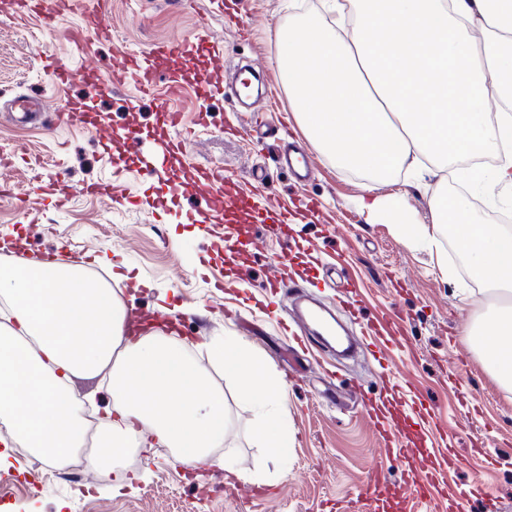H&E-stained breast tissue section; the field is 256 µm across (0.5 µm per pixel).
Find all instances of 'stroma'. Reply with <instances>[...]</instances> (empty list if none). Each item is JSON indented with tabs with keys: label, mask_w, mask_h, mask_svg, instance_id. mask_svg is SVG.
<instances>
[{
	"label": "stroma",
	"mask_w": 512,
	"mask_h": 512,
	"mask_svg": "<svg viewBox=\"0 0 512 512\" xmlns=\"http://www.w3.org/2000/svg\"><path fill=\"white\" fill-rule=\"evenodd\" d=\"M96 2L62 10L47 29L18 0H0V150L12 161L1 173L8 191L0 194V244L22 239L29 257L61 246L88 254L92 276L109 279L128 307L179 313V340L224 392L230 464L222 468L209 458L190 470L159 445L141 453L138 465L113 468L111 480L84 495L15 444L0 466V512H363L380 449L354 393L386 401L397 385L411 392L442 432L408 428V453L386 467L389 485L406 486L433 471L444 449L457 464L433 502L396 492L376 503L374 512H512V389L483 364L466 334L487 305L482 285L467 271L455 275L438 263V256L452 254L448 239L440 240L437 256L408 248L390 225L369 220L355 204L367 193L403 192L415 222L433 223L429 193L447 186L451 170L436 163L424 190L405 168L387 181L340 170L290 109L288 86L275 65L276 35L293 9L314 13L321 0H112L104 17L111 41L76 45L70 35L84 30V15ZM193 34L212 37L223 68L212 70L192 56L173 59L151 97L137 98L130 84L105 94L79 77L61 90L44 69L48 52L57 66L102 71L112 67L117 52L144 57L157 43ZM256 59L265 66L261 119L273 131L261 146L248 128L235 127L232 113L243 104L239 78ZM203 73L212 87L205 98L195 85ZM170 78L183 86L176 105L187 127L205 121L199 143L188 146L182 174L202 168L230 183L268 185L290 218L283 231L248 213L235 215L234 225L258 238L257 254L226 256L217 225L187 219L199 199L170 202L169 183L144 173L153 164L157 105ZM21 95L45 98L41 124H16L8 102ZM68 102L94 110L114 138L54 127V109ZM127 128L143 135L139 157L118 137ZM285 139L304 146L315 162L304 184L279 165ZM57 176L71 190L62 205L40 191ZM105 182L112 185L111 197L85 195V188ZM105 255L117 277L100 264ZM278 264L285 284L274 306L265 284ZM217 279L224 289L213 288ZM341 285L358 295L363 322H390L396 340L339 366L329 384L278 318L294 290L327 298ZM227 336L262 355L286 384L284 422L294 438L287 460L254 438L258 408L209 357V343ZM132 475L138 478L135 490H119Z\"/></svg>",
	"instance_id": "stroma-1"
}]
</instances>
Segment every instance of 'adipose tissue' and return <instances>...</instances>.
Here are the masks:
<instances>
[{
  "mask_svg": "<svg viewBox=\"0 0 512 512\" xmlns=\"http://www.w3.org/2000/svg\"><path fill=\"white\" fill-rule=\"evenodd\" d=\"M331 27L299 14L277 34L275 64L296 119L342 170L391 177L419 158L456 164L457 180L512 187V155L493 170L461 161L512 144V113L489 118L491 100L512 102V0H329ZM0 298L12 325L0 328V417L35 456L61 467L83 440L73 380L107 376L111 425L87 465L128 444L172 448L186 467L226 441L224 393L180 344L130 336L127 309L91 282L81 262L0 256ZM226 374L265 412L259 436L280 457L282 380L233 339L211 347Z\"/></svg>",
  "mask_w": 512,
  "mask_h": 512,
  "instance_id": "1",
  "label": "adipose tissue"
}]
</instances>
